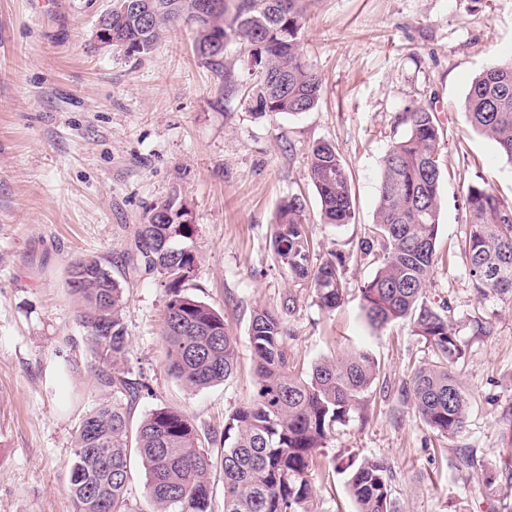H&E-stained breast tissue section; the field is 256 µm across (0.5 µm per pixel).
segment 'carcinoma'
<instances>
[{"label":"carcinoma","instance_id":"obj_1","mask_svg":"<svg viewBox=\"0 0 512 512\" xmlns=\"http://www.w3.org/2000/svg\"><path fill=\"white\" fill-rule=\"evenodd\" d=\"M213 0H112V41L129 55H148L163 34L193 25L197 56L235 86L224 64L223 45L236 41L252 63L250 91L259 110L295 115L313 110L323 85L300 52L309 0H234V12ZM471 129L512 162V62L494 63L470 83L465 100ZM405 126L381 165L374 223L359 240L360 253L373 256L375 273L360 288L368 323L380 329L407 321L425 339L435 359L413 368L406 388L418 415L434 431L454 438L463 432L469 398L457 366L464 347L449 310L424 301L434 272L443 204L441 130L431 106L400 114ZM309 178L320 200L321 220L349 224L354 202L349 174L335 144L316 142ZM184 200L175 195L150 210L134 248L121 266L153 274L168 300L163 314L167 370L195 392L231 376L237 341L224 315L187 292L197 255L182 243L193 240L195 224H172ZM469 234L464 240L471 287L477 298L512 299V204L500 199L486 180L470 184L465 195ZM303 196L290 195L277 207L272 247L292 286L310 288L326 310L343 301L347 257L331 252L317 258L307 231ZM68 285L81 308L98 385L112 394L83 415L75 430L69 491L76 512H134L129 499L131 460L138 458L151 512H212L210 475L224 474V512H296L311 496L315 469L336 467L323 453L336 425L356 410L377 377L369 350L354 348L324 357L309 371L296 369L285 349L283 315L294 311L293 294L281 309L253 311L249 342L256 376L251 399L225 421L220 454L201 446L188 415L170 407L135 420V409L151 387L125 368L128 336L122 319L123 286L112 268L96 258L71 263ZM348 492L356 512H399L391 498L385 467L377 459H349Z\"/></svg>","mask_w":512,"mask_h":512}]
</instances>
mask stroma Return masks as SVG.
Returning a JSON list of instances; mask_svg holds the SVG:
<instances>
[{
	"label": "stroma",
	"instance_id": "1",
	"mask_svg": "<svg viewBox=\"0 0 512 512\" xmlns=\"http://www.w3.org/2000/svg\"><path fill=\"white\" fill-rule=\"evenodd\" d=\"M111 6L0 0V512H75L68 470L76 425L108 394L91 369L68 269L80 257L122 254L150 209L175 194L198 226L190 292L223 314L240 364L221 384L185 390L164 363V290L155 276L120 275L125 367L152 388L136 417L170 406L199 434L222 430L255 390L252 311L280 309L291 292L297 305L284 327L294 363L307 368L358 346L378 363L328 456L382 461L399 512H512V473L502 468L512 455V301L476 298L460 248L468 184L484 177L512 203V162L470 128L464 109L471 80L512 60V0H312L300 51L323 94L299 115L263 114L244 92L221 91L195 53L193 28L170 29L145 56L99 47L96 23ZM420 103L432 105L444 136V205L427 300L451 308L470 401L466 429L452 439L432 431L400 394L431 348L407 322L372 328L360 294L376 269L357 242L374 222L381 162L404 132L397 115ZM319 140L336 145L350 175L351 223L320 220L309 178ZM291 194L307 200L320 255H351L334 311L311 290L291 289L275 260L274 214ZM477 318L490 323V335L476 334ZM65 343L75 370L57 382L50 363ZM460 448L477 469L459 466ZM485 470L492 482L483 481ZM310 481L299 512H355L346 474L317 470Z\"/></svg>",
	"mask_w": 512,
	"mask_h": 512
}]
</instances>
